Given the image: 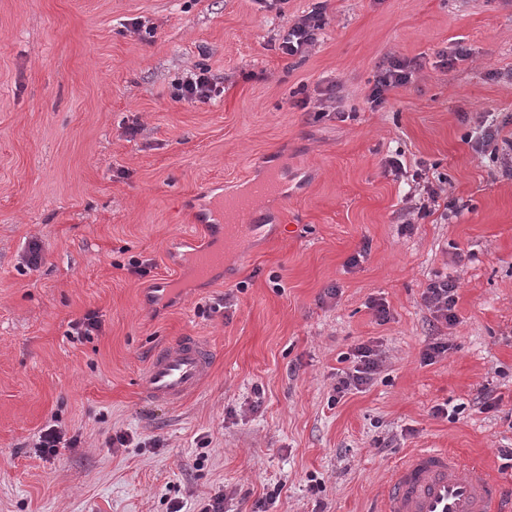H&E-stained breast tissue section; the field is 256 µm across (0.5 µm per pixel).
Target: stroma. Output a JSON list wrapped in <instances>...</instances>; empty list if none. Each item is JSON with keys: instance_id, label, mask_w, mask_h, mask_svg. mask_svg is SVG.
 <instances>
[{"instance_id": "obj_1", "label": "stroma", "mask_w": 512, "mask_h": 512, "mask_svg": "<svg viewBox=\"0 0 512 512\" xmlns=\"http://www.w3.org/2000/svg\"><path fill=\"white\" fill-rule=\"evenodd\" d=\"M315 2L0 0V512H201L218 493L224 512H377L418 448L483 464L512 500V178L465 139L490 115L512 136V0H327L318 42L282 54ZM394 57L419 67L370 109ZM197 66L223 96L176 100ZM396 154L440 184L430 215L410 219ZM273 168L287 196L197 278L201 211ZM445 276L451 328L422 301ZM181 335L211 345L210 376L182 405L143 399L151 350ZM437 335L450 349L424 363ZM361 343L380 367L337 397ZM50 426L77 445L41 455Z\"/></svg>"}]
</instances>
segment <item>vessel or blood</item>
Segmentation results:
<instances>
[{
  "mask_svg": "<svg viewBox=\"0 0 512 512\" xmlns=\"http://www.w3.org/2000/svg\"><path fill=\"white\" fill-rule=\"evenodd\" d=\"M277 185L256 182L247 194L225 198L211 212L209 225L224 232L226 247L257 229L253 210L259 199L277 192ZM213 362L209 344L182 336L157 346L140 380L144 398L177 405L208 378ZM380 512H512L496 478L483 465L444 448H420L391 470Z\"/></svg>",
  "mask_w": 512,
  "mask_h": 512,
  "instance_id": "b4317fda",
  "label": "vessel or blood"
}]
</instances>
